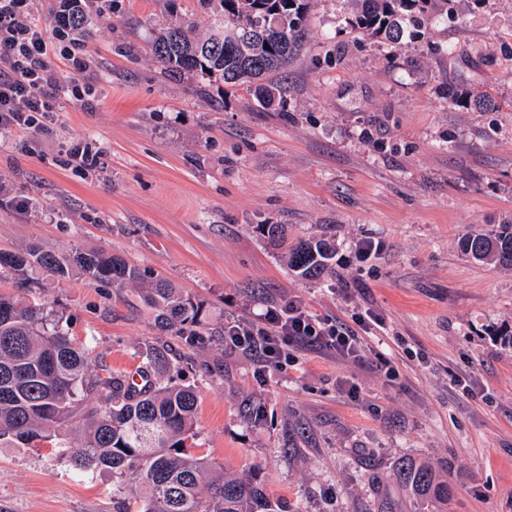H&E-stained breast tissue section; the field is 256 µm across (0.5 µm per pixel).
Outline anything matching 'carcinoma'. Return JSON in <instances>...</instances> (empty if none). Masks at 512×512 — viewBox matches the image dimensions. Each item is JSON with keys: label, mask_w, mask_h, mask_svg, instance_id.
Segmentation results:
<instances>
[{"label": "carcinoma", "mask_w": 512, "mask_h": 512, "mask_svg": "<svg viewBox=\"0 0 512 512\" xmlns=\"http://www.w3.org/2000/svg\"><path fill=\"white\" fill-rule=\"evenodd\" d=\"M64 2L67 9L55 18L57 26L83 28L81 0ZM216 2L221 19L205 40L182 27L160 28L152 44L156 61L169 72L197 71L230 86L253 84L257 99L270 105L287 87L262 80L286 68L301 48L309 0ZM357 2L361 7L345 18L347 27L399 47L423 38L432 16L457 12L460 0ZM461 246L475 261L512 268L511 224L495 233L467 235ZM332 255L325 240L303 241L288 249V266L318 276ZM33 265L59 278L75 265L93 285L123 288L139 282L141 299L161 330L190 343L203 340V305L166 279H148L119 256L77 252L69 260L50 252L22 256L0 250V270L25 276ZM90 352L42 307L0 295V444L47 443L80 477L112 472L130 484L128 494L112 502V512H285L267 497L259 473L214 476L204 458L185 450L197 395L167 375L164 348L151 344L140 353L142 386L122 373L91 371ZM74 432L82 446L73 450L66 439ZM398 475L418 497H448V485L426 464L404 460Z\"/></svg>", "instance_id": "carcinoma-1"}]
</instances>
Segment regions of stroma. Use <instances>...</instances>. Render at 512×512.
<instances>
[{"mask_svg":"<svg viewBox=\"0 0 512 512\" xmlns=\"http://www.w3.org/2000/svg\"><path fill=\"white\" fill-rule=\"evenodd\" d=\"M60 5L34 0L29 15L56 46L52 133L0 128V249L120 255L203 303L207 343L160 331L137 285L76 269L32 272L30 299L89 342L96 368L132 374L141 347L167 344L198 395L191 453L260 472L292 512H512V347L499 340L512 269L461 251L512 220V0H461L400 48L344 28L350 0H312L278 76L288 92L268 106L155 61L160 26L209 34L205 0H84L85 29L65 34ZM456 91L495 107L451 104ZM75 144L93 166L70 162ZM266 224L287 225L292 245L329 240L330 273L289 270ZM288 298L370 322L362 359L299 344L265 368L225 345V323ZM50 451L0 446V512H112L111 473L74 477ZM407 459L447 481V502L412 496Z\"/></svg>","mask_w":512,"mask_h":512,"instance_id":"obj_1","label":"stroma"}]
</instances>
